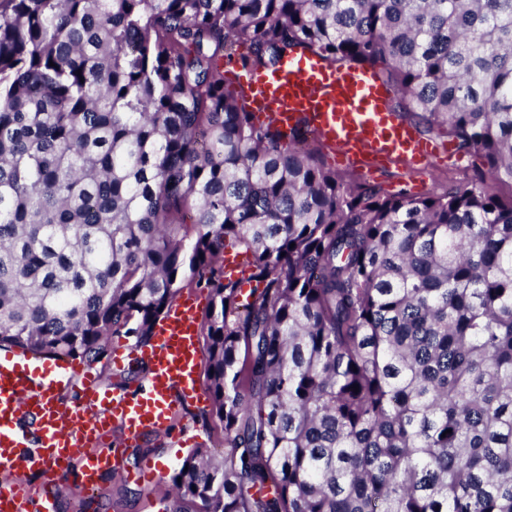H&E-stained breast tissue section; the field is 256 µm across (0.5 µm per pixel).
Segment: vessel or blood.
<instances>
[{
  "label": "vessel or blood",
  "instance_id": "1",
  "mask_svg": "<svg viewBox=\"0 0 512 512\" xmlns=\"http://www.w3.org/2000/svg\"><path fill=\"white\" fill-rule=\"evenodd\" d=\"M224 78L257 121L285 132L305 126L343 165L372 171L395 161L426 165L436 155L392 111L390 89L370 70L304 54L275 71L228 64ZM202 301L196 292L180 295L150 346L115 345L114 363L149 366L144 382L123 390L73 359L0 351V512H58L61 468H77L88 494L106 471L122 470L136 484L156 481L152 465H124V450L143 435L168 434L183 404L201 401ZM77 375L83 396L69 404L60 393ZM29 473L40 475L37 487L25 483Z\"/></svg>",
  "mask_w": 512,
  "mask_h": 512
}]
</instances>
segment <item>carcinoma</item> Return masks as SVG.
I'll return each mask as SVG.
<instances>
[{
  "mask_svg": "<svg viewBox=\"0 0 512 512\" xmlns=\"http://www.w3.org/2000/svg\"><path fill=\"white\" fill-rule=\"evenodd\" d=\"M292 53L372 71L477 181L347 183L305 127L255 121L224 62ZM498 182L512 0H0V349L105 369L207 289L224 456L191 450L163 512H512Z\"/></svg>",
  "mask_w": 512,
  "mask_h": 512,
  "instance_id": "carcinoma-1",
  "label": "carcinoma"
}]
</instances>
